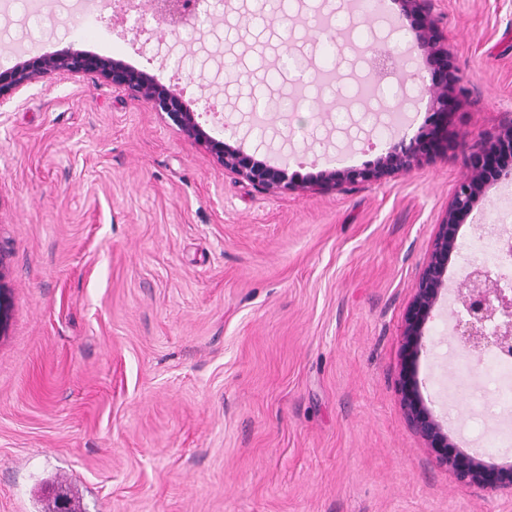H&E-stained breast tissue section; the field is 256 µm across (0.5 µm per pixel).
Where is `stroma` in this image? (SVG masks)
I'll return each mask as SVG.
<instances>
[{
	"label": "stroma",
	"instance_id": "1",
	"mask_svg": "<svg viewBox=\"0 0 512 512\" xmlns=\"http://www.w3.org/2000/svg\"><path fill=\"white\" fill-rule=\"evenodd\" d=\"M229 0L170 33L150 0L115 23L107 0H0V69L67 49L149 72L259 160L301 174L327 157L373 164L357 133L311 112L286 66L331 65L326 0ZM464 92L439 151L383 182L264 192L224 169L142 99L89 78L47 77L0 109V512H44L55 482L78 512H512V493L458 483L401 406V325L468 154L512 122V0H429ZM399 6L352 16L335 52L345 84L372 78L374 32L398 72L387 143L431 108L423 51ZM288 96L255 127L244 104ZM512 234V178L463 224L426 332L422 395L457 448L498 467L512 407L495 404L454 337L479 236Z\"/></svg>",
	"mask_w": 512,
	"mask_h": 512
}]
</instances>
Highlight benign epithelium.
<instances>
[{"instance_id": "7a95c632", "label": "benign epithelium", "mask_w": 512, "mask_h": 512, "mask_svg": "<svg viewBox=\"0 0 512 512\" xmlns=\"http://www.w3.org/2000/svg\"><path fill=\"white\" fill-rule=\"evenodd\" d=\"M425 2L396 0L403 14L411 20L417 47L426 55L428 80L422 84L433 99L432 113L415 136L391 145L375 163L362 168L326 169L304 177L296 171L289 172L286 165L258 160L241 147L212 136L198 122L196 113L186 108L180 95L146 72L119 59L83 51L39 56L0 70V108L18 90L45 77L89 76L151 103L155 111L207 149L224 168L242 176L259 190L327 189L345 183L381 181L410 171L421 159L434 154L448 125V113L458 106L454 67L448 50L440 45L441 36ZM151 7L175 33L190 25L185 20L182 0H151ZM467 167L469 174L457 184L448 210L438 224L433 248L413 286V296L403 316L399 392L407 420L425 440L436 460L446 466L459 483L489 491H511V467L490 466L483 459L455 448L448 432L426 404L416 371L424 330L445 286L460 228L489 188L512 177V124L502 127L490 142L471 152ZM6 290L3 258L0 257V335L6 332L8 321ZM457 301L461 316L455 325V338L472 357L478 359L490 349L512 351V290L497 287L490 270L475 265L465 272Z\"/></svg>"}]
</instances>
